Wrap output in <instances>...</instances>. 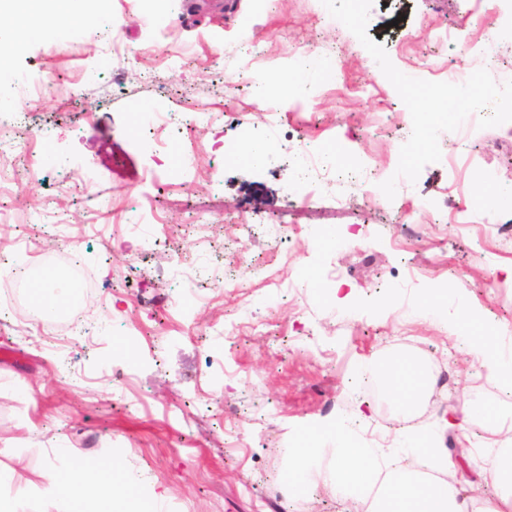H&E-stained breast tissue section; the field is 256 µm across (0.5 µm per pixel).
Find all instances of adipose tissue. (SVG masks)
<instances>
[{"instance_id":"obj_1","label":"adipose tissue","mask_w":512,"mask_h":512,"mask_svg":"<svg viewBox=\"0 0 512 512\" xmlns=\"http://www.w3.org/2000/svg\"><path fill=\"white\" fill-rule=\"evenodd\" d=\"M96 25V14L87 11L58 9L41 18L25 14L16 26L0 27V57L14 53L21 32L78 39ZM60 281L57 273L46 269L30 282L32 301L45 320H52L62 307L80 300L76 291L60 290ZM477 323L476 316H466L456 321L455 331L479 345L482 362L491 377L512 389V349L477 330ZM419 368L416 359L397 357L382 372L385 388L398 401V418L411 417L413 408L424 397L425 386L431 382L430 375L422 373L420 387L409 389L407 373ZM450 412L459 428L476 423L484 431L487 445L478 454L486 464L493 494L483 505H476L474 498L444 480V473L454 468L455 462L428 433H415L408 426L397 429L396 439L406 448L407 455L403 462L383 465L375 442L356 435L352 421L344 418L300 439L288 466V485L298 496L317 483H324L337 499L369 501L368 512H512V442L503 438L508 429L506 422L497 416H484L463 397L451 406ZM45 477L56 491V512H144L139 478L112 464L75 456L66 468L48 467ZM88 484L99 487L107 496L105 507L73 494L74 486Z\"/></svg>"}]
</instances>
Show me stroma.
Masks as SVG:
<instances>
[{"instance_id":"1","label":"stroma","mask_w":512,"mask_h":512,"mask_svg":"<svg viewBox=\"0 0 512 512\" xmlns=\"http://www.w3.org/2000/svg\"><path fill=\"white\" fill-rule=\"evenodd\" d=\"M99 3L85 39L32 37L0 65L12 75L0 99L25 109L0 129L14 145L0 160L13 168L0 194V258L14 259L25 238L40 250L33 269L90 274L77 305L85 332L67 336L64 350L15 319L0 329V494L26 512H54L43 471L83 456L139 474L143 496L164 512H364L322 485L289 495L291 444L354 415L385 458H401L395 403L381 387L366 394L361 372L396 356L436 376L410 424L462 448L448 480L482 473L473 453L482 438L453 425L448 405L467 394L507 419L512 394L466 341L410 307L448 288L449 314L472 310L512 344V240L501 235L512 206L494 204L482 224L444 220L480 171L494 174L486 195L512 187V134L490 119L457 125L444 109L461 96L449 71L512 79V0H486L496 13L486 34L476 0H361L341 15L332 0ZM245 32L251 72L291 77V94L272 106L228 74ZM443 33L484 50L459 55L439 43ZM400 73L427 96L403 97ZM145 106L198 120L164 131L161 152L133 121ZM424 107L438 135L420 144L413 117ZM252 125L282 156L338 149L336 178L317 201L331 219L290 213L295 170L284 159L225 158V142L247 144ZM46 155L68 158L73 178L61 180ZM367 182L390 186L382 207L367 202ZM420 198L434 209L417 210ZM146 211L160 222L142 224ZM273 224L295 230L276 242ZM331 225L348 242L342 251L311 239ZM148 235L160 246L142 250ZM241 255L256 267L244 285ZM178 257L199 269L194 282ZM488 278L494 286L481 288ZM363 399L372 408L360 416Z\"/></svg>"}]
</instances>
